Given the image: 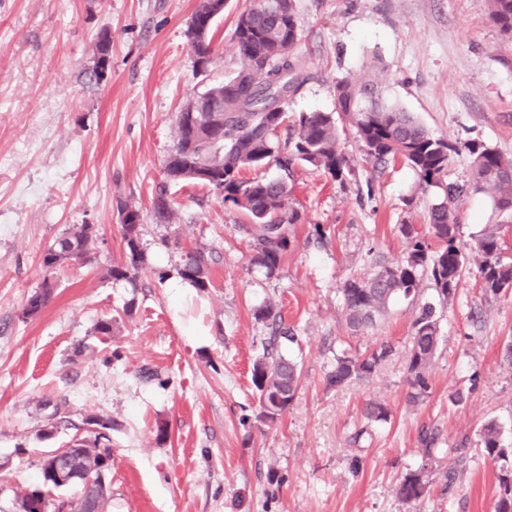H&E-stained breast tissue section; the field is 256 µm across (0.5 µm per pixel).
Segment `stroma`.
Returning <instances> with one entry per match:
<instances>
[{
	"label": "stroma",
	"instance_id": "stroma-1",
	"mask_svg": "<svg viewBox=\"0 0 512 512\" xmlns=\"http://www.w3.org/2000/svg\"><path fill=\"white\" fill-rule=\"evenodd\" d=\"M198 3L0 0V512H15L21 491L40 483L50 453L92 437L97 416L113 421L101 512H494L512 479V366L503 358L512 289L487 293L471 265L450 298L423 279L416 300L396 298L378 327L351 335L344 282L402 260L399 225L428 234L441 192L422 191L403 163L373 169L350 129L339 140L350 182L296 167L294 247L274 275L252 267L236 230L245 216L210 186L164 174L176 113L238 68L231 32L248 0H230L202 74L186 36ZM295 5L309 79L289 112L335 111L337 79L362 77L371 63L385 100L437 137L512 156V39L486 0ZM104 34L111 67L99 81L91 71ZM161 189L176 223L154 215ZM119 196L141 211L149 257L133 285L107 274L125 259ZM457 215L466 253L492 229L512 262V223L498 221L485 195L468 193ZM76 224L97 229L88 260L45 271L44 250ZM192 249L212 258L210 288L159 280ZM46 281L51 301L25 315ZM425 302L438 310L440 342L431 393L413 404L406 355ZM267 303L296 336L282 352L302 366L293 403L274 421L260 419L251 381L272 334L255 315ZM104 318L108 338L95 331ZM381 341L395 354L370 378L327 387L337 356ZM371 402L386 419L366 418ZM490 421L506 458L489 457L480 440ZM424 427L436 433L429 448ZM410 472L426 492L405 502L397 488Z\"/></svg>",
	"mask_w": 512,
	"mask_h": 512
}]
</instances>
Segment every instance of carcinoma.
<instances>
[{
    "label": "carcinoma",
    "instance_id": "obj_1",
    "mask_svg": "<svg viewBox=\"0 0 512 512\" xmlns=\"http://www.w3.org/2000/svg\"><path fill=\"white\" fill-rule=\"evenodd\" d=\"M489 17L500 32L512 35V0H488ZM302 38L294 0H260L237 15L231 41L239 67L232 77L212 86L205 96L187 101L175 120V143L165 160V174L210 170L224 180L207 185L224 196V203L247 215L250 223L235 228L248 240L251 264L266 275L275 274L293 247L291 226L300 223L301 214L288 205V179L297 165L323 170L343 184L352 172L339 147L340 127L354 129L365 160L378 166L400 160L413 169L420 186L442 190L441 202L428 210L430 238L419 235L411 224L399 227L407 252L396 264L381 267L373 276L351 277L343 288L347 326L353 334L372 328L392 300L416 296L423 277L433 280L440 296L448 298L459 285L461 273L469 263L457 238V204L468 192L483 193L494 211L512 216V157L484 143L466 142L460 146L431 134L412 113L379 101L373 80L341 78L336 81V111L300 112L288 115V97L297 94L308 80L302 73L295 49ZM191 50L203 67L211 63L212 41L192 43ZM463 152L470 157V180L447 182L445 177L454 156ZM275 165L278 179H246L247 169ZM121 216L126 261L108 270L115 281L136 284L138 272L147 263L140 245L141 212L126 200L117 199ZM157 218L170 221L173 213L164 192L152 202ZM94 233L81 224L67 230L49 245L42 255V266L50 271L72 259H88ZM501 244L494 231L478 240L480 261L477 271L486 290L497 294L512 288V263L500 260ZM211 258L201 250L193 251L191 261H182L178 276L204 292L211 285ZM52 298V286L46 282L28 302L31 313H38ZM256 316L268 320L272 336L263 353L252 363L251 380L258 394L260 417L275 419L293 402L301 375L294 359L281 352L284 342H294L290 328L277 321L271 304L256 310ZM412 345L407 355L410 386L409 400L415 402L430 394L429 370L437 352L438 319L430 303L419 307L413 321ZM394 355L388 342L372 350L336 359L326 384L339 388L353 380L370 377ZM481 441L488 455L505 457L497 426L484 425ZM95 481L83 482L77 498L85 512H97L101 506L94 493ZM426 486L416 473L399 483L397 493L404 501L418 500Z\"/></svg>",
    "mask_w": 512,
    "mask_h": 512
}]
</instances>
